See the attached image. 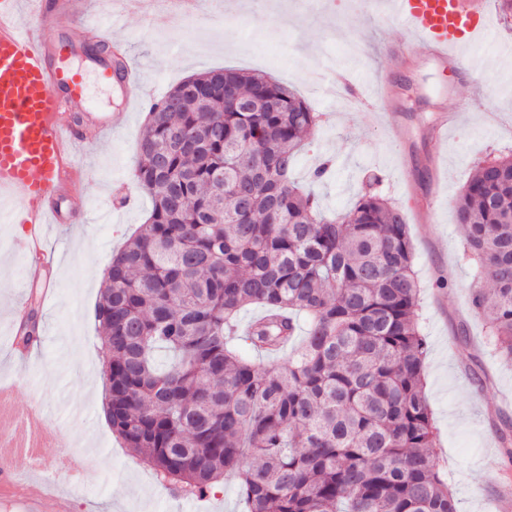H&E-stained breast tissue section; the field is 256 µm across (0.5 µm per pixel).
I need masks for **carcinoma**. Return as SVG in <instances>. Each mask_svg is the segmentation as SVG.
Returning a JSON list of instances; mask_svg holds the SVG:
<instances>
[{
  "mask_svg": "<svg viewBox=\"0 0 512 512\" xmlns=\"http://www.w3.org/2000/svg\"><path fill=\"white\" fill-rule=\"evenodd\" d=\"M267 99L260 112L236 102ZM320 115L261 73L213 70L149 107L132 181L148 222L95 309L112 432L177 492L236 470L247 512H459L440 474L403 211L371 186L342 216L291 180ZM470 310L512 360V154L454 201ZM263 308L238 335L240 312ZM305 336L286 366L276 355ZM255 460L241 468L246 458Z\"/></svg>",
  "mask_w": 512,
  "mask_h": 512,
  "instance_id": "obj_1",
  "label": "carcinoma"
}]
</instances>
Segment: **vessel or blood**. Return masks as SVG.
<instances>
[{
  "instance_id": "b4317fda",
  "label": "vessel or blood",
  "mask_w": 512,
  "mask_h": 512,
  "mask_svg": "<svg viewBox=\"0 0 512 512\" xmlns=\"http://www.w3.org/2000/svg\"><path fill=\"white\" fill-rule=\"evenodd\" d=\"M391 12L410 33L412 45L441 67L464 72L480 67L470 45L486 31L489 0H390ZM86 0H0V223L44 226L88 223L87 212L65 216L86 172L77 160L81 146L110 129L108 112L75 110L86 98L83 75L69 65L77 53L67 27L93 36L110 33L112 21H87ZM99 77L118 87L126 103L148 100L150 91L131 62L113 68L97 62ZM20 250L41 262L27 268L29 284L50 279L55 259L41 237L26 238ZM49 422L34 408L15 417L13 431L0 438L12 467L0 469L10 486L14 512H59V496L36 459Z\"/></svg>"
}]
</instances>
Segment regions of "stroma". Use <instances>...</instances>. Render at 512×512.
I'll list each match as a JSON object with an SVG mask.
<instances>
[{
    "label": "stroma",
    "mask_w": 512,
    "mask_h": 512,
    "mask_svg": "<svg viewBox=\"0 0 512 512\" xmlns=\"http://www.w3.org/2000/svg\"><path fill=\"white\" fill-rule=\"evenodd\" d=\"M233 2L221 0L219 11L189 19L171 17L158 2L148 17L123 14L121 0H92V9L120 12L117 36L154 99L187 76L229 67L266 72L295 89L320 113L321 124L299 151L292 176L307 183L318 161L332 156L333 176L311 184L326 211L345 213L367 178H381L413 242L441 471L460 512H499L512 487L497 435L501 416L512 417V362L495 353L484 321L469 312L474 268L464 257L453 201L476 162L512 152V16L490 10L474 47L483 65L456 78L422 54L383 53V44L408 34L382 12V0H242L239 8ZM86 80L88 104L117 114L118 125L78 153L89 172L90 221L56 225L46 238L58 252L55 293L37 308L42 339L23 365L10 354L9 310L30 294L27 258L16 247L18 225L0 223V381L14 384L15 411L40 403L59 430L60 441L45 447L46 456L66 453L84 464L80 491L58 478L60 512H245L236 473H225L222 492L174 495L101 417L97 395L105 384L95 306L113 254L151 210L148 195L130 180L147 110L122 111L119 90L91 73ZM375 86L387 92L383 105L395 113L398 132L367 119L365 101ZM470 96L472 112L446 136H435L440 113ZM440 278L448 287H436ZM482 372L493 382L480 388L474 377Z\"/></svg>",
    "instance_id": "35a3bbf8"
}]
</instances>
